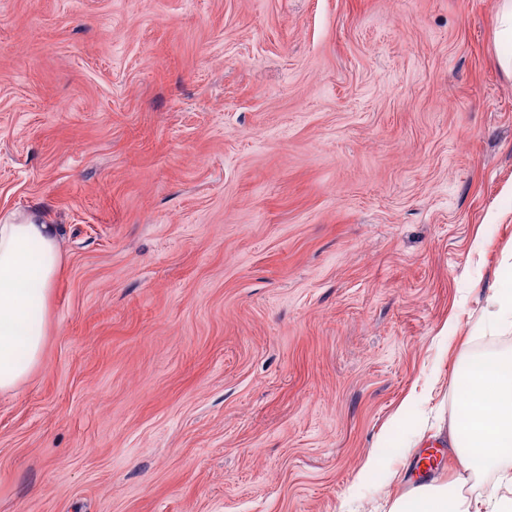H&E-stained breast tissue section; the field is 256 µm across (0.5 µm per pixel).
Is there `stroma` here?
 <instances>
[{
	"instance_id": "35a3bbf8",
	"label": "stroma",
	"mask_w": 512,
	"mask_h": 512,
	"mask_svg": "<svg viewBox=\"0 0 512 512\" xmlns=\"http://www.w3.org/2000/svg\"><path fill=\"white\" fill-rule=\"evenodd\" d=\"M498 0H0V224L60 229L0 512H390L455 480L512 289ZM441 459L426 473L428 450ZM493 310L489 312L488 326L492 329L502 325H512V291L493 289L490 296Z\"/></svg>"
}]
</instances>
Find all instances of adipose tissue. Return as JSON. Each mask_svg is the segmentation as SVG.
<instances>
[{
    "mask_svg": "<svg viewBox=\"0 0 512 512\" xmlns=\"http://www.w3.org/2000/svg\"><path fill=\"white\" fill-rule=\"evenodd\" d=\"M62 267L56 225L0 224V393L17 390L40 365ZM448 444L462 469L496 473L499 491L471 498L431 482L391 512H512V351L464 355Z\"/></svg>",
    "mask_w": 512,
    "mask_h": 512,
    "instance_id": "adipose-tissue-1",
    "label": "adipose tissue"
}]
</instances>
